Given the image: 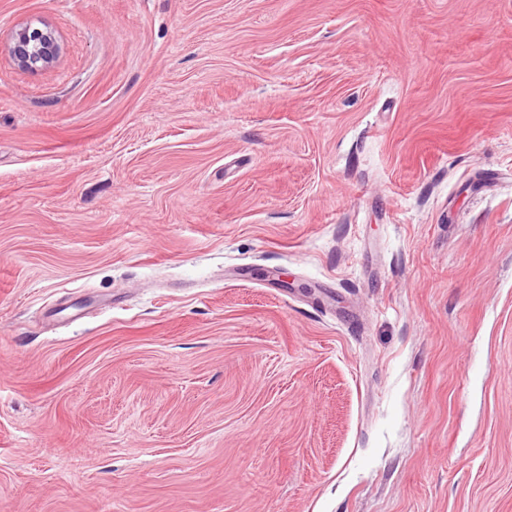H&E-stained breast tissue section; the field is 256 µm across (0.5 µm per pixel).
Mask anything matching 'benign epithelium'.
<instances>
[{"mask_svg": "<svg viewBox=\"0 0 512 512\" xmlns=\"http://www.w3.org/2000/svg\"><path fill=\"white\" fill-rule=\"evenodd\" d=\"M7 51L19 69L37 72L54 66L60 55V44L50 28L25 24L12 31Z\"/></svg>", "mask_w": 512, "mask_h": 512, "instance_id": "obj_1", "label": "benign epithelium"}]
</instances>
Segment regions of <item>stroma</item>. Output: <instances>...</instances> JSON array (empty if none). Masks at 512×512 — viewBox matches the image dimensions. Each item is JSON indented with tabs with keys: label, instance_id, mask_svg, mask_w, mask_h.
<instances>
[{
	"label": "stroma",
	"instance_id": "1",
	"mask_svg": "<svg viewBox=\"0 0 512 512\" xmlns=\"http://www.w3.org/2000/svg\"><path fill=\"white\" fill-rule=\"evenodd\" d=\"M0 512H512V0H0ZM60 44L53 30L25 24L9 36L7 51L12 62L29 72L52 68L60 55Z\"/></svg>",
	"mask_w": 512,
	"mask_h": 512
}]
</instances>
